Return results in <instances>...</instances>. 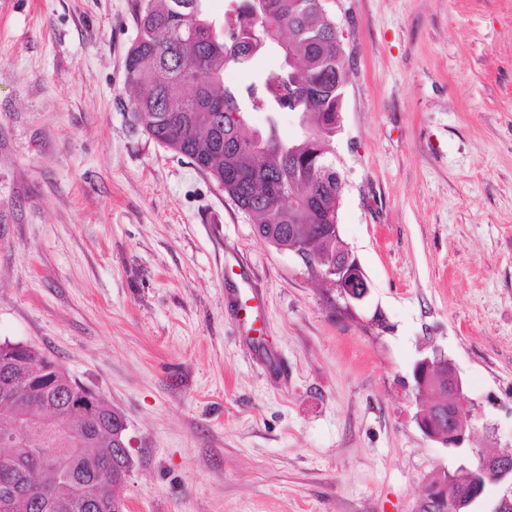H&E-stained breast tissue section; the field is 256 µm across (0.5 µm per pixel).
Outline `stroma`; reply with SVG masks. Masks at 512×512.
Here are the masks:
<instances>
[{"label": "stroma", "instance_id": "obj_1", "mask_svg": "<svg viewBox=\"0 0 512 512\" xmlns=\"http://www.w3.org/2000/svg\"><path fill=\"white\" fill-rule=\"evenodd\" d=\"M324 6L358 304L131 124L134 0H0V343L123 413L131 512H414L433 473L512 447V0ZM436 349L463 454L416 420ZM442 361L443 366L448 369V390L442 387L441 381L445 377L442 375L441 370L436 371L438 388L432 386L431 388L422 391L420 388L416 387L417 391V399L420 397H425L430 402L431 393H440V397L434 401V404L431 406V410L434 406H441L446 409V412L443 416V423L445 427H448V432L444 431V427L442 424L436 425L433 423L430 418L429 419H418V425L423 434L429 439L436 441L442 444L445 447H462L467 439V431L468 429L464 425H454L452 424V420L448 419V416H452L453 418L458 419L460 415L463 416L462 421L468 423V419L470 418L469 410L460 413H448V410L456 407L462 410H465L469 405L470 401L465 394L464 391V382L461 377V374L451 360L445 358L440 353L435 352L432 357H425L417 362L413 371L414 381L424 382V380L430 375L431 369L437 364V362ZM450 391L454 396L455 404H451L447 402V394Z\"/></svg>", "mask_w": 512, "mask_h": 512}]
</instances>
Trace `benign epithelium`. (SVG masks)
I'll use <instances>...</instances> for the list:
<instances>
[{
	"instance_id": "1",
	"label": "benign epithelium",
	"mask_w": 512,
	"mask_h": 512,
	"mask_svg": "<svg viewBox=\"0 0 512 512\" xmlns=\"http://www.w3.org/2000/svg\"><path fill=\"white\" fill-rule=\"evenodd\" d=\"M328 282L338 288L348 300L361 302L369 292L365 274L350 250L344 246L342 253L336 257V267L328 270ZM27 347L18 346L13 357L0 359L4 366V379L0 382V426L5 431L14 428L29 432L28 444L36 443L41 447L50 445L58 454H69L83 447L88 441L101 432L87 422L88 411L94 405V398L89 388L79 390L66 372L58 365L48 364L35 369L26 361L24 351ZM442 362L448 369V391L454 396L456 407L466 409L470 401L464 391L461 374L451 360L436 352L417 362L413 371L414 380L424 381L431 369ZM24 386L31 389L60 388L61 395L68 400V414L62 415L49 406H39L35 413L27 411L17 402L16 388ZM423 434L429 439L445 447H461L467 439V428L461 424H448V427L437 425L432 421L418 420ZM124 417L116 415L114 428L111 429L115 453L122 458V483H127L130 475L128 466L132 460L131 440L126 436ZM464 479L457 481L453 477L435 485L425 486L420 502H444L453 496L459 510L466 504L474 505L481 500L489 484H501L505 492L499 500L495 512H512V450L505 448L493 454L481 455L477 463L461 466ZM34 473L29 472L21 481L0 493V512H15L16 504L25 495L27 485ZM87 508L91 512H129L128 502L123 489L107 498L90 497Z\"/></svg>"
}]
</instances>
